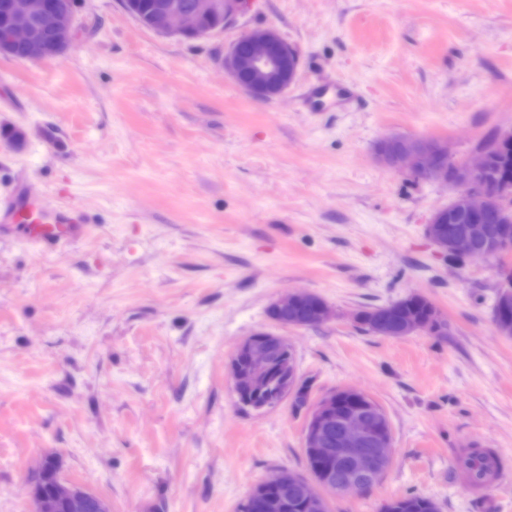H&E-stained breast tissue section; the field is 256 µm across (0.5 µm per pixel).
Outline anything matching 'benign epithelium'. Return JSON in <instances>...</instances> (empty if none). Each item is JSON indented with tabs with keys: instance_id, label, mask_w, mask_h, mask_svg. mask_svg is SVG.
<instances>
[{
	"instance_id": "benign-epithelium-1",
	"label": "benign epithelium",
	"mask_w": 512,
	"mask_h": 512,
	"mask_svg": "<svg viewBox=\"0 0 512 512\" xmlns=\"http://www.w3.org/2000/svg\"><path fill=\"white\" fill-rule=\"evenodd\" d=\"M126 11L146 29L163 36L198 40L224 28L242 10L245 0H197L187 10L181 0H161L148 18L137 16L135 0H123ZM7 22L0 27V53H21L27 62H42L63 57L76 40L75 0H0ZM52 36L46 38L45 29ZM227 74L252 96L269 100L284 93L294 81L297 61L293 49L272 28L254 29L236 39L224 59ZM377 159L396 170H408L421 179L455 189L453 207H438L425 226L428 239L441 254L464 251L469 259L503 258L498 263L500 309L494 325L499 334L512 336V181L491 179L487 173L488 155L479 150L470 161H457L448 154V146L437 140L391 136L377 147ZM499 213L502 224L492 235L486 224L489 213ZM310 303L314 319L323 324L332 317L329 306L318 296L305 291L283 294L272 301L276 312ZM373 318L381 326L396 323L397 331L383 335L398 338L415 332L432 336L447 333L439 315L414 322L401 315L397 305L376 311ZM235 356H244L249 369H238L236 360L228 363L234 391L251 388L261 382L272 364L281 362L284 379L276 404L268 400L251 401L245 406L268 411L294 397L300 383L293 348L288 339L272 332H260L240 341ZM336 434V451L325 448ZM392 433L380 405L369 395L351 388L332 391L315 401L306 416L303 451L315 461L312 479L305 483L306 498L312 512H323L322 490L336 486L342 494L370 488L392 463ZM298 476L275 475L259 482L245 499L254 507L278 496L285 500L288 491L300 486ZM30 512H112L110 504L80 483L55 476L50 493L33 490Z\"/></svg>"
}]
</instances>
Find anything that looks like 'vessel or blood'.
Here are the masks:
<instances>
[{"label": "vessel or blood", "mask_w": 512, "mask_h": 512, "mask_svg": "<svg viewBox=\"0 0 512 512\" xmlns=\"http://www.w3.org/2000/svg\"><path fill=\"white\" fill-rule=\"evenodd\" d=\"M0 230L16 233L20 242L43 249L82 241L89 227L80 210L53 206L18 191L0 207Z\"/></svg>", "instance_id": "1"}]
</instances>
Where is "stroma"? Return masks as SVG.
Returning <instances> with one entry per match:
<instances>
[{
    "instance_id": "stroma-1",
    "label": "stroma",
    "mask_w": 512,
    "mask_h": 512,
    "mask_svg": "<svg viewBox=\"0 0 512 512\" xmlns=\"http://www.w3.org/2000/svg\"><path fill=\"white\" fill-rule=\"evenodd\" d=\"M76 22L60 59L0 55V200L23 186L91 229L42 254L0 236V512H29L50 453L112 512H236L269 474H306L304 413L236 400L228 361L260 330L288 339L311 398L355 387L390 422L391 466L329 512L408 495L512 512L496 266L449 264L425 225L452 191L375 159L399 135L462 161L512 128V0H248L195 41L142 27L122 0H76ZM265 27L299 58L273 100L224 70ZM293 289L335 320L275 326L268 308ZM413 292L447 335L352 324ZM478 445L509 481L473 495L457 475Z\"/></svg>"
}]
</instances>
